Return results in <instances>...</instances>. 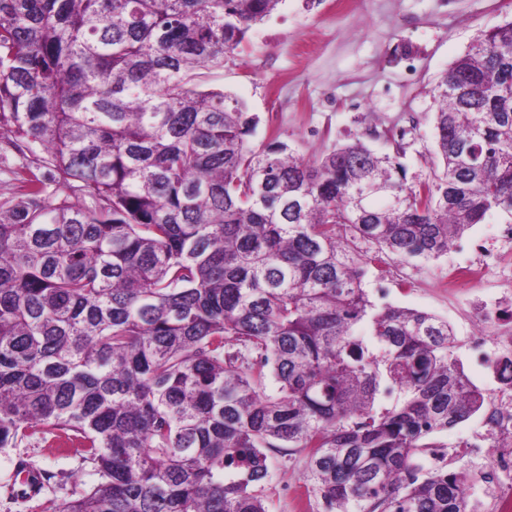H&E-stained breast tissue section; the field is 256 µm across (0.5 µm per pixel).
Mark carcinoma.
<instances>
[{
    "mask_svg": "<svg viewBox=\"0 0 512 512\" xmlns=\"http://www.w3.org/2000/svg\"><path fill=\"white\" fill-rule=\"evenodd\" d=\"M280 2L0 0V145L41 170L0 201V450L77 444L97 476L41 512H267L279 448L323 512H467L424 458L484 395L448 322L376 304L363 266L512 216V20L443 75L441 170L410 183L358 138L257 151L200 89Z\"/></svg>",
    "mask_w": 512,
    "mask_h": 512,
    "instance_id": "cac0c4a2",
    "label": "carcinoma"
}]
</instances>
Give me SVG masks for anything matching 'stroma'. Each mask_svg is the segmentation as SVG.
<instances>
[{"mask_svg": "<svg viewBox=\"0 0 512 512\" xmlns=\"http://www.w3.org/2000/svg\"><path fill=\"white\" fill-rule=\"evenodd\" d=\"M512 18V0H280L276 10L248 32L224 57L223 70L208 73V86L235 95L257 125L249 137L253 148L271 141L287 143L307 160L336 144L361 139L380 154H399L411 182L433 176L435 88L451 64L483 31ZM413 54L412 71L403 58ZM360 109H352V102ZM413 120L402 144L386 132ZM468 252L449 249L429 263H393L381 277L366 268L369 295L388 291L387 303L429 312L448 321L457 338L473 328L468 304L475 296L493 295L494 280L462 285L448 297L441 278L454 264L470 260ZM23 456L32 466L52 473L48 497L76 498L96 477L82 449L31 442L0 452V512H39L35 501L4 494L15 478L14 462ZM305 454L272 453L270 480L263 489L267 512H322L308 496Z\"/></svg>", "mask_w": 512, "mask_h": 512, "instance_id": "1", "label": "stroma"}]
</instances>
